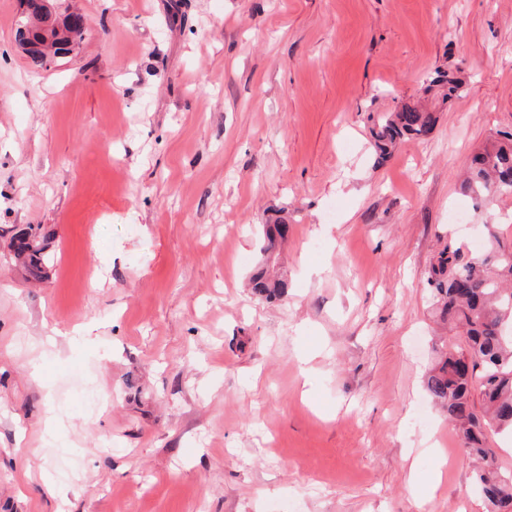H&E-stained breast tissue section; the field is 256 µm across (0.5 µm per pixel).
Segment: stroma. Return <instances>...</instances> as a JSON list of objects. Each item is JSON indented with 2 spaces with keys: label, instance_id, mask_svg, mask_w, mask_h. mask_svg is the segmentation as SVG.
Here are the masks:
<instances>
[{
  "label": "stroma",
  "instance_id": "stroma-1",
  "mask_svg": "<svg viewBox=\"0 0 512 512\" xmlns=\"http://www.w3.org/2000/svg\"><path fill=\"white\" fill-rule=\"evenodd\" d=\"M59 8L86 37L41 69L0 0V512H485L424 387L459 341L426 275L452 210L459 242L512 239V196L460 189L512 133V0ZM456 68L433 133L375 165L368 114ZM262 259L257 269L250 275L249 283L254 295L265 299H280L288 295L291 284L286 275H272L271 268L276 262L275 249L278 240L283 241L288 235V224L282 221L263 224ZM12 231L11 247L15 257L23 260L30 277L35 280L41 279L48 257L45 254V246L37 239L36 229L29 224L24 228L15 227Z\"/></svg>",
  "mask_w": 512,
  "mask_h": 512
}]
</instances>
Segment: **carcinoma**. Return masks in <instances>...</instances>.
Returning a JSON list of instances; mask_svg holds the SVG:
<instances>
[{"mask_svg":"<svg viewBox=\"0 0 512 512\" xmlns=\"http://www.w3.org/2000/svg\"><path fill=\"white\" fill-rule=\"evenodd\" d=\"M461 71L436 70L424 80L425 92L437 91L446 102L464 91ZM377 162L384 161L405 140L428 136L436 112L403 106L369 116ZM466 194L512 196V134L493 140L476 152L461 184ZM262 259L250 275L254 295L280 299L291 284L286 275H273L275 249L288 235L282 221L262 225ZM492 246L484 253H469L453 239H444L427 276L436 314L464 336L465 343L441 352L429 371L425 389L458 432L464 451L477 460L473 487L484 499L487 512H512V470L498 464L490 448V431L512 435V242L490 233ZM16 258L35 280L48 262L45 246L29 225L11 235Z\"/></svg>","mask_w":512,"mask_h":512,"instance_id":"carcinoma-1","label":"carcinoma"}]
</instances>
